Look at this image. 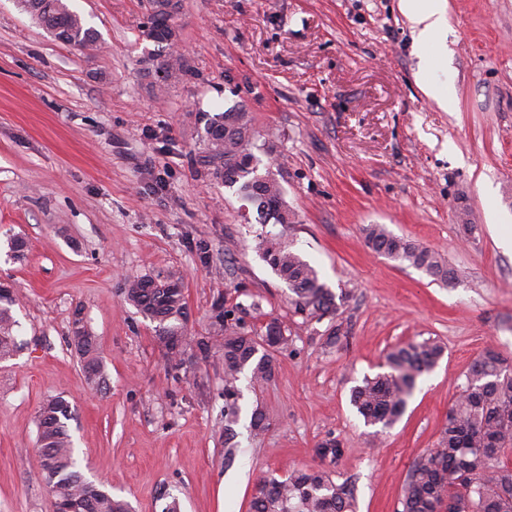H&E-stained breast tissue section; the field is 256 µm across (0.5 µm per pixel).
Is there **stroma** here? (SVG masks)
<instances>
[{"instance_id":"35a3bbf8","label":"stroma","mask_w":512,"mask_h":512,"mask_svg":"<svg viewBox=\"0 0 512 512\" xmlns=\"http://www.w3.org/2000/svg\"><path fill=\"white\" fill-rule=\"evenodd\" d=\"M100 34L87 54L0 0V280L19 297L23 345L0 362V512H55L37 465V420L64 395L84 475L134 512H249L266 472L309 466L350 490L356 512H399L412 463L434 448L468 367L487 347L512 360V0H447V62L415 48L399 0H181L188 72L152 87L142 40L148 0H69ZM434 85L429 96L421 80ZM240 105L296 221L261 223L211 175L199 112ZM473 231H465L464 221ZM420 243L456 276L435 280L373 253L363 229ZM284 233L336 296L335 320L294 314L258 256ZM27 243L11 257L7 239ZM180 273L194 336L234 309L287 331L274 378L250 371L224 462L218 355L172 368L155 325L126 303L129 277ZM81 313L97 337L104 388L87 386L67 344ZM348 345L326 344L331 323ZM445 347L405 414L373 433L350 389L409 340ZM268 429L253 438V410ZM337 456L323 454L328 440Z\"/></svg>"}]
</instances>
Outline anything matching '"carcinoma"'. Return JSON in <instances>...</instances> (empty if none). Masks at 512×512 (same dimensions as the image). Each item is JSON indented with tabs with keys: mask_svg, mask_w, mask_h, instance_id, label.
Segmentation results:
<instances>
[{
	"mask_svg": "<svg viewBox=\"0 0 512 512\" xmlns=\"http://www.w3.org/2000/svg\"><path fill=\"white\" fill-rule=\"evenodd\" d=\"M23 10L42 25L58 42L84 52L98 47L97 32L85 26L70 9L68 0H19ZM168 17L152 14L142 37L161 48L149 53L146 62L154 71L166 72L163 92L178 82L186 70L181 54L167 40ZM204 122L202 138L208 165L215 178L256 206L264 219L276 224H292L295 215L283 199L274 173L258 172L254 155L256 131L249 112L231 107L222 112L199 113ZM364 240L375 253L408 263L443 282L454 278L431 249L388 232L380 224L364 228ZM259 257L284 282L294 313L305 320L337 314L334 293L321 283L316 269L293 251L281 234L257 238ZM181 277L139 275L126 282L125 300L145 318L156 323V340L173 365L183 359L170 347L179 339L202 359L213 349L224 362V418L238 415L240 390L238 375L251 369L258 383L275 373L272 350L286 344V330L273 319L264 334L255 336L227 314L216 315L209 335L191 336L186 328L187 312ZM19 302L9 286L0 285V360L11 358L19 348L15 336L13 307ZM69 345L83 362L86 382L97 388L106 383L96 337L92 336L76 311L69 325ZM444 355V348L428 339L397 345L384 357V371L366 377L351 389L350 402L365 424L386 429L404 414L418 380L432 371ZM69 402L61 395L49 397L39 410L37 463L56 501L70 503L76 512H130L128 502L117 499L103 486L87 480L77 469L68 421ZM512 450V365L493 346L473 361L458 397L448 405V413L435 448L417 460L403 486L401 512H443L452 504L458 512H512V463L505 461ZM350 491L336 485L326 471L295 469L285 478L269 473L256 483L250 512H354Z\"/></svg>",
	"mask_w": 512,
	"mask_h": 512,
	"instance_id": "carcinoma-1",
	"label": "carcinoma"
}]
</instances>
